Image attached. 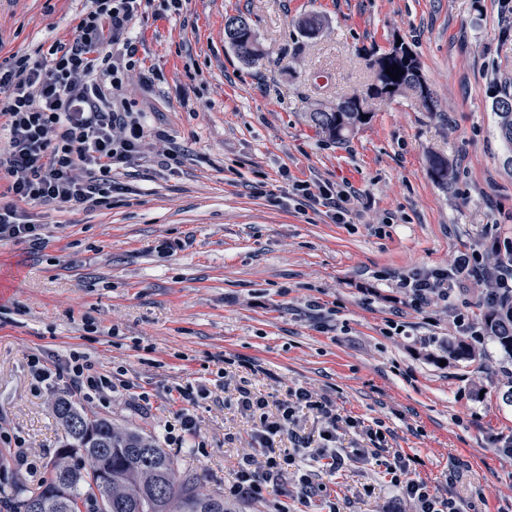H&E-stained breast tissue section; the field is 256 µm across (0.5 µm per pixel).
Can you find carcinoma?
Masks as SVG:
<instances>
[{
  "label": "carcinoma",
  "instance_id": "1",
  "mask_svg": "<svg viewBox=\"0 0 512 512\" xmlns=\"http://www.w3.org/2000/svg\"><path fill=\"white\" fill-rule=\"evenodd\" d=\"M227 42L245 61L258 52L255 34L247 19L230 16L224 24ZM399 68L398 79L386 74ZM372 85L391 100L404 96L432 117L441 116L432 90L419 96L427 80L417 53L401 44L368 60ZM337 110L318 108L308 121L332 143L340 144L348 134L365 125L366 105L347 97L338 100ZM500 136L512 150V90L503 87L492 96ZM427 171L446 189L455 178L448 157L431 152ZM486 329L500 347L512 354V305L489 309ZM55 413L63 430V445L51 464L49 477L39 490L27 493L21 485L0 489V500L12 512H236L220 492L200 494L195 479L178 475V463L156 440L134 427H119L102 417H90L77 403L60 397Z\"/></svg>",
  "mask_w": 512,
  "mask_h": 512
}]
</instances>
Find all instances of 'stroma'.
<instances>
[{"mask_svg":"<svg viewBox=\"0 0 512 512\" xmlns=\"http://www.w3.org/2000/svg\"><path fill=\"white\" fill-rule=\"evenodd\" d=\"M81 8L0 0V58L71 39ZM236 15L256 36L253 60L225 41ZM136 28L159 78L131 72L124 95L158 153L180 148L181 163L128 169L127 193L92 211L34 207L41 248L0 244V485L34 491L47 477L64 389L35 381L30 360L52 370L75 349L118 385L78 397L82 410L155 437L202 493L223 490L243 456L264 457L239 387L271 414L304 387L380 424L391 450L419 459L417 478L461 507L480 491L485 512H512V459L498 451L512 438V354L491 337L471 360L447 350L456 314L484 316L485 282L465 279L421 313L396 299L403 273L465 250L490 267L512 238V153L491 99L512 81V0H185ZM399 39L441 117L396 97L344 145L326 142L307 113L362 92L368 58ZM432 151L454 169L448 190L428 174ZM296 181L351 190L349 223L298 209ZM185 408L196 432L179 448L166 430ZM316 480L344 512L414 510L371 458Z\"/></svg>","mask_w":512,"mask_h":512,"instance_id":"35a3bbf8","label":"stroma"}]
</instances>
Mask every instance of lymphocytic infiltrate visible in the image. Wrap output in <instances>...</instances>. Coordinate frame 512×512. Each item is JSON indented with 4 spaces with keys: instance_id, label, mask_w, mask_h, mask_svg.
<instances>
[{
    "instance_id": "lymphocytic-infiltrate-1",
    "label": "lymphocytic infiltrate",
    "mask_w": 512,
    "mask_h": 512,
    "mask_svg": "<svg viewBox=\"0 0 512 512\" xmlns=\"http://www.w3.org/2000/svg\"><path fill=\"white\" fill-rule=\"evenodd\" d=\"M155 0H83L76 14L74 36L56 39L32 53H14L0 62V243H44L43 225L26 213L29 205L98 207L127 187L120 171L146 161L150 153L144 115L122 96L129 72L140 67L136 20L147 18ZM299 207L317 205L332 221H348L350 193L329 187L312 189L304 181L294 185ZM483 257L462 253L448 266L424 268L399 278L397 287L406 307L420 311L436 300H447L462 274L483 276ZM76 393L115 391L108 377L92 373L80 353H72L60 372ZM239 405L259 421L254 440L265 448L262 464L242 458L232 482L224 487L228 498L264 499L269 484L288 470L300 473L297 501L306 512H342L339 501L315 483L302 465L311 456L322 471L336 473L345 465L334 447L336 430H358L369 445L364 457L382 460L385 473L415 512H461L451 492L429 487L414 478L413 459L389 452L382 430L364 420L337 413L330 398L300 388L282 402L277 415L266 412L265 399L240 389ZM304 407L327 422L324 447L310 449L307 439L295 436L294 449L278 452L277 437L289 431L297 408Z\"/></svg>"
}]
</instances>
